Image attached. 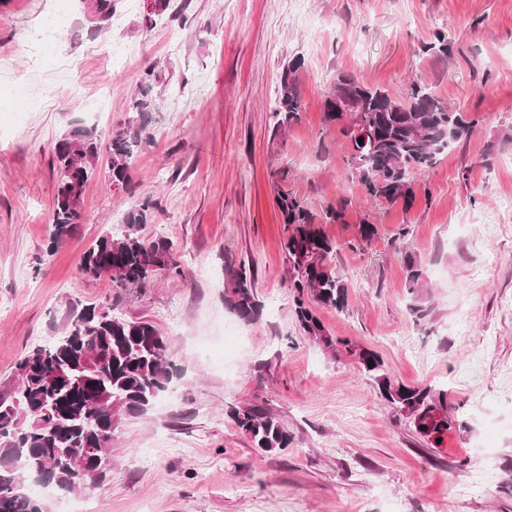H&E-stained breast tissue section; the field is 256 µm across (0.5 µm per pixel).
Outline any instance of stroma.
Returning a JSON list of instances; mask_svg holds the SVG:
<instances>
[{
  "mask_svg": "<svg viewBox=\"0 0 512 512\" xmlns=\"http://www.w3.org/2000/svg\"><path fill=\"white\" fill-rule=\"evenodd\" d=\"M121 29L96 30L82 0H0V393L16 366L72 319L106 302L166 337L177 371L142 417L117 421L112 470L88 493L28 482L48 512H512V0H171L145 25L146 0H120ZM65 23L53 51L31 46L45 17ZM442 31L452 53H423ZM137 48L131 64L105 45ZM302 58V112L278 129L280 76ZM157 64L151 130L121 189L98 163L83 219L50 247L59 178L53 147L95 128L101 147L133 114L140 76ZM407 98L428 84L472 122L471 135L416 176L411 209L348 179L338 128L324 123L338 73ZM111 104L100 118L88 106ZM316 213L347 197L343 222L323 224L348 308L320 306L327 334L377 352L407 385L448 391L458 427L441 443L394 415L354 356H332L294 319L277 188ZM140 235L173 245L176 269L142 287L79 271L83 253L143 199ZM370 218L379 234L361 241ZM429 284L430 315L414 323L398 233ZM250 272L264 305L244 323L224 305L227 266ZM256 404L294 437L262 454L229 412Z\"/></svg>",
  "mask_w": 512,
  "mask_h": 512,
  "instance_id": "stroma-1",
  "label": "stroma"
}]
</instances>
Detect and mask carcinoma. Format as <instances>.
I'll return each mask as SVG.
<instances>
[{
  "label": "carcinoma",
  "mask_w": 512,
  "mask_h": 512,
  "mask_svg": "<svg viewBox=\"0 0 512 512\" xmlns=\"http://www.w3.org/2000/svg\"><path fill=\"white\" fill-rule=\"evenodd\" d=\"M88 12L102 25L116 12V0H90ZM303 66L297 57L282 72L275 109L281 129L300 118ZM156 80L153 64L144 70L141 97L130 103L138 121L112 134L107 174L116 188L131 184L135 155L153 143L145 116L154 107L148 95ZM324 121L339 127L346 139L348 176L370 197L388 204L400 202L406 209L414 204L415 175L434 167L442 154L471 133V122L424 84L414 83L403 100L342 73L326 98ZM54 150L61 176L53 212V247L81 222L85 187L99 159L96 131L78 128L58 140ZM276 205L287 231L284 249L289 287L295 289V318L310 340L336 354L338 347L303 299L308 294L312 301L338 312L347 309L348 287L331 266L336 245L299 198L281 191ZM152 220L150 202L130 207L117 232L102 235L83 253L81 272L98 279L110 267L112 281L126 288L141 286L156 270L171 267L168 241L148 242L138 235L139 228ZM402 258L407 287L418 296L428 287L421 261L409 250ZM226 278L224 304L246 323L258 320L264 305L246 270L229 267ZM343 346L356 356L392 411L410 419L418 433L437 439L452 428L447 391L397 383L376 352L353 350L347 341ZM172 378L167 339L152 322L127 320L108 304L83 307L59 336L19 361L13 391L0 395V512H46L44 502L26 491L28 477L68 493L93 491L106 478L97 463L104 451L102 439L115 417L146 414ZM233 418L261 453L282 451L292 443L279 415L263 406L236 408Z\"/></svg>",
  "instance_id": "obj_1"
}]
</instances>
